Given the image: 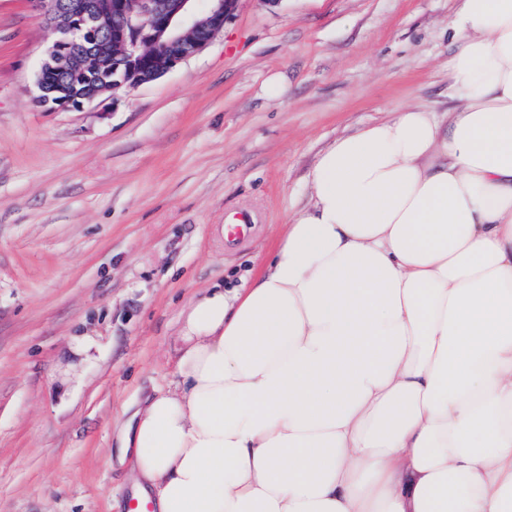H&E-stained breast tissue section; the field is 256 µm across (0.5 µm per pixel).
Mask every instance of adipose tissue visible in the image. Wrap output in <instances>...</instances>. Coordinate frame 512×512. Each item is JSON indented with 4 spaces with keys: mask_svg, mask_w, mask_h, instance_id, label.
<instances>
[{
    "mask_svg": "<svg viewBox=\"0 0 512 512\" xmlns=\"http://www.w3.org/2000/svg\"><path fill=\"white\" fill-rule=\"evenodd\" d=\"M447 115L337 138L258 273L124 424L154 512H512V0H461Z\"/></svg>",
    "mask_w": 512,
    "mask_h": 512,
    "instance_id": "1",
    "label": "adipose tissue"
}]
</instances>
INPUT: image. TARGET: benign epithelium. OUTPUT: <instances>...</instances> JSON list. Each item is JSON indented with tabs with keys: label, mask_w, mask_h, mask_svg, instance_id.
I'll return each instance as SVG.
<instances>
[{
	"label": "benign epithelium",
	"mask_w": 512,
	"mask_h": 512,
	"mask_svg": "<svg viewBox=\"0 0 512 512\" xmlns=\"http://www.w3.org/2000/svg\"><path fill=\"white\" fill-rule=\"evenodd\" d=\"M52 27L39 92L61 72L55 105L80 107L151 82L201 50L232 19L239 0H31Z\"/></svg>",
	"instance_id": "benign-epithelium-1"
}]
</instances>
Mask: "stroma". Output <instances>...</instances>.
Listing matches in <instances>:
<instances>
[{
    "mask_svg": "<svg viewBox=\"0 0 512 512\" xmlns=\"http://www.w3.org/2000/svg\"><path fill=\"white\" fill-rule=\"evenodd\" d=\"M459 7L239 0L157 80L51 109L52 37L0 0V512H124L117 428L174 381L189 301L263 262L336 137L451 107ZM238 212L256 230L225 245Z\"/></svg>",
    "mask_w": 512,
    "mask_h": 512,
    "instance_id": "stroma-1",
    "label": "stroma"
}]
</instances>
